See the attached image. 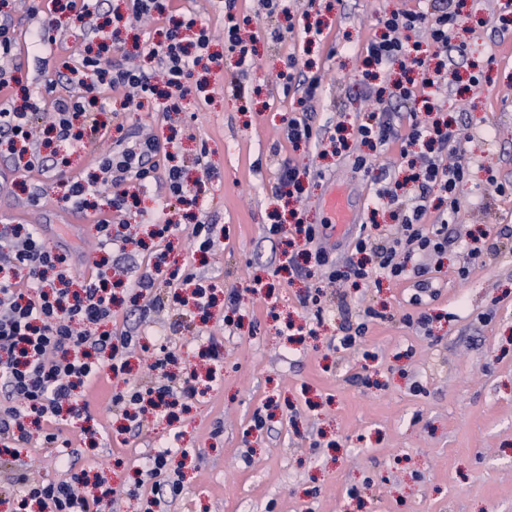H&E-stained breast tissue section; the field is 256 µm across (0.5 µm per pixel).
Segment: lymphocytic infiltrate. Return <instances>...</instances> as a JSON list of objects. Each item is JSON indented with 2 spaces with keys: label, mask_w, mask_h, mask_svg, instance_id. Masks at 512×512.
<instances>
[{
  "label": "lymphocytic infiltrate",
  "mask_w": 512,
  "mask_h": 512,
  "mask_svg": "<svg viewBox=\"0 0 512 512\" xmlns=\"http://www.w3.org/2000/svg\"><path fill=\"white\" fill-rule=\"evenodd\" d=\"M52 10L70 12L79 22L75 37H99L97 52H85L72 72V88L67 95H56V80H47L44 91L25 97L16 104L12 93L19 70L21 52H46L56 44L58 30L52 18L44 17L39 0H32L30 16L37 24L27 40H20L9 13L0 14V146L14 148L22 144L29 156L25 171L41 174L68 166L69 153L83 148L86 141L101 137L105 128L98 118L113 95H121L123 107L142 106L154 101L157 111L177 112L189 92L188 81L202 61L221 67V59L211 54L212 30L193 15L183 16L166 27L162 40H144L141 48L147 59L157 66L160 83H153L137 64L112 60L111 34L95 25L100 0H51ZM460 11L439 6L435 11L404 10L378 17L381 36L372 38L365 49L363 62L385 71L399 68L406 73L405 82L390 94L368 88L375 109L356 126V139L371 149H384L399 143V157L409 171L411 196H404L401 183L383 185L373 204L390 210L398 226L397 236L378 242L373 234L359 231L353 240L355 258L346 271H339L326 248L316 249L317 266L326 270L328 280L344 277L354 283L370 284L374 277L403 280L416 275L418 291L412 304L422 302L421 293L429 288L423 280L425 268L418 259L439 255L448 248V226L454 223L460 199L469 181L467 167L445 162L449 147L460 142L466 132L457 121L433 124L420 120L417 112H400L402 102L421 101L426 111L440 109L438 91L442 83L453 82L454 69L441 64L429 67L421 55L430 47L434 56L444 57L451 47V35ZM414 29L427 32L426 42H409L404 34ZM48 113L46 135L35 138L33 119ZM160 140L139 132L121 134L113 148L93 153L90 177L80 175L58 180L56 185H35L27 197L31 206L44 205L52 187H60L64 208L92 213L101 250L125 252L136 244L131 233L114 232L123 223L129 208V184L146 188L160 169ZM110 192L107 210L94 207L102 192ZM440 193L447 206L431 213V195ZM73 256L62 245H50L37 224L0 226V457H17L20 448L39 439L46 447H70L62 428L79 420L90 419L86 393L96 378L109 373L123 375L126 354L141 346L143 336L136 328L110 330L114 286L130 284L135 298L154 297L155 279L141 275L128 282L115 264L94 263L79 288H65L66 272ZM176 355L166 344L155 347L151 365L155 379L151 385L132 386L116 394L112 404L125 411L132 433H140L146 409L188 406L202 396L199 376L192 367L179 373L168 372ZM13 512H102L111 489L93 494L80 474L59 481H36L25 474L12 480Z\"/></svg>",
  "instance_id": "f902f5d3"
}]
</instances>
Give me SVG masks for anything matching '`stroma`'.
I'll return each instance as SVG.
<instances>
[{"label": "stroma", "mask_w": 512, "mask_h": 512, "mask_svg": "<svg viewBox=\"0 0 512 512\" xmlns=\"http://www.w3.org/2000/svg\"><path fill=\"white\" fill-rule=\"evenodd\" d=\"M173 9L206 21L215 34L213 48L224 55L223 71L211 77V97L189 94L180 113L146 107L136 112L102 113L110 126L152 129L170 152L193 161L208 147L210 176L199 198L204 219L213 224L218 248L193 254L186 232L169 241L151 236V220L164 197L162 180L140 196L138 210L126 217L148 250L128 247L124 264L135 279L153 267L154 253L184 265L216 285L221 298L207 325L185 323L172 331L176 310L163 323L144 326L150 342H167L181 364L198 363L202 345L216 343L223 367L211 389L175 421L149 419L136 436H123L112 411V397L125 384L153 380L151 352L129 355L127 379L100 377L88 393L93 444L77 441L78 468L101 473L117 491L118 512H512V195L486 196L488 175L512 183V58L505 48L512 33L501 34L497 0H467L454 32L465 43L455 63L461 77L471 68L486 78L477 86L457 83L447 89L443 109L466 125L461 147L472 180L461 197L459 223L449 225L453 242L446 253L424 260L434 295L410 304L413 279L382 280L379 286L345 283L327 288L323 321L316 335L289 341L288 322L313 321V307L302 298L313 279L281 270L283 246L266 227L287 220L273 196L279 165L289 160L308 168L305 181L307 223L323 220L319 199L328 179L350 186L361 218H368L376 185L353 167L358 144L338 154L318 147L299 150L284 127L297 104L270 78L287 70L289 56L308 64L321 78L312 102L314 125L335 129L357 122L373 104L364 96L363 51L378 30L381 12L427 10L431 0H317L323 36L306 42L307 0H290L295 28L287 40L271 33L283 17L266 14L259 0H172ZM250 18L256 35L257 65L243 76L244 98L224 88L237 73V57L224 50L226 13ZM64 38L51 71L22 60L21 76L31 92L42 91L64 64L74 63L84 47L68 38L76 19L55 15ZM24 172L0 156V225L22 215L40 224L49 242L65 241L79 258L71 270L81 279L101 256L93 221L75 215L63 222L59 207L47 202L34 209L25 201ZM51 183L53 175H34ZM484 230L483 253L469 260L471 234ZM467 275H459L460 267ZM260 292L249 293L253 280ZM242 289L241 322L224 323L222 301ZM381 316L368 325L361 345L343 350L336 338L357 322L365 308ZM426 316L427 327L417 319ZM266 419L264 429L255 417ZM189 449L174 457L183 479L179 496L148 506L149 491L131 494L135 471L157 450ZM58 448L21 449L0 465V512H8L13 472L26 470L41 480L66 478Z\"/></svg>", "instance_id": "1"}]
</instances>
